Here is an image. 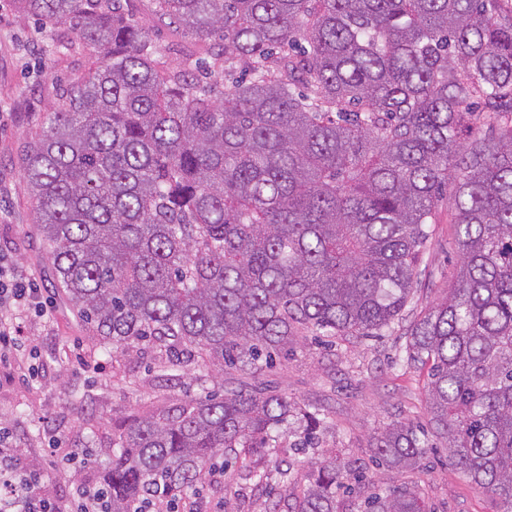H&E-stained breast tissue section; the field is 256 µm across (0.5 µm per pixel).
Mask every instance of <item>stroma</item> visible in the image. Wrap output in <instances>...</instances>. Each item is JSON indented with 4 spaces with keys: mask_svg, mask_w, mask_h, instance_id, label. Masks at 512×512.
Returning a JSON list of instances; mask_svg holds the SVG:
<instances>
[{
    "mask_svg": "<svg viewBox=\"0 0 512 512\" xmlns=\"http://www.w3.org/2000/svg\"><path fill=\"white\" fill-rule=\"evenodd\" d=\"M130 17L150 36L163 61L174 64L185 55L206 57L205 48L182 27L158 20L153 0H126ZM68 26L42 25L0 0V258L18 275L35 279L47 314H22L18 320V361L36 370V378L0 367V417L11 431L8 443L23 468L43 475L41 489L60 512H70L72 478L95 484L112 446V430L132 419L176 406L202 388L219 389L227 381L246 389L268 388L320 410L325 421L318 453L366 472L380 488H416L429 512H502L492 494L477 490L448 459L440 439H432L419 468L376 464L373 436L393 421L427 427L424 367L405 368L397 358L406 338V322L379 337L339 336L326 346L304 339L256 374L203 371L189 361L181 371H160L152 351L127 355L103 352L88 339L89 331L64 293L53 286V268L37 230L22 155L39 132L62 92L88 74L93 54L65 49ZM422 255L426 276L407 307L417 318L454 286L458 258L454 250V213L440 202L427 226ZM86 397L88 409L78 415L73 392ZM303 425L288 422L278 449L265 455L239 456L207 477L194 499L199 512H272L276 501L299 495L293 486L256 483L251 473L288 457L303 463L293 444ZM88 448L92 460L80 472L62 459L73 448Z\"/></svg>",
    "mask_w": 512,
    "mask_h": 512,
    "instance_id": "1",
    "label": "stroma"
}]
</instances>
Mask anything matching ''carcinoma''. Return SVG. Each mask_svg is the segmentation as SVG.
Segmentation results:
<instances>
[{
	"label": "carcinoma",
	"instance_id": "1",
	"mask_svg": "<svg viewBox=\"0 0 512 512\" xmlns=\"http://www.w3.org/2000/svg\"><path fill=\"white\" fill-rule=\"evenodd\" d=\"M95 67L72 84L23 166L54 276L115 353L158 367L256 373L307 336H380L421 283L443 188L456 214L455 287L407 329L429 366V423L448 457L512 512V0H154L224 78L171 65L121 0H18ZM242 62L245 72H237ZM494 138L460 142L482 126ZM285 395L224 389L112 432L98 487L110 512L193 494L212 460L272 447ZM375 453L404 469L424 446L394 423ZM336 461L276 460L306 482L289 512H336ZM363 512H426L408 487Z\"/></svg>",
	"mask_w": 512,
	"mask_h": 512
}]
</instances>
